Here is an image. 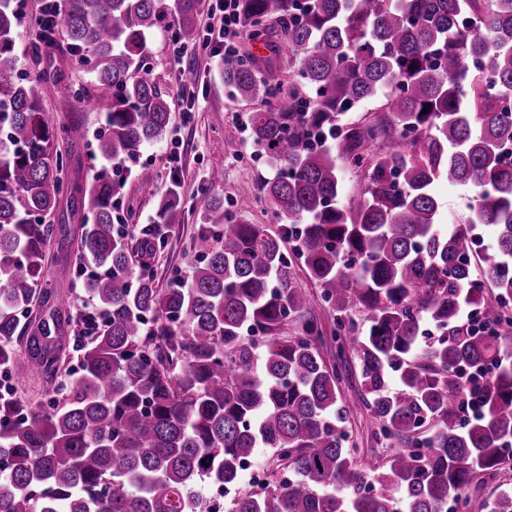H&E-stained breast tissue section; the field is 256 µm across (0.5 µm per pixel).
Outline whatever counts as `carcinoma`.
Wrapping results in <instances>:
<instances>
[{
  "mask_svg": "<svg viewBox=\"0 0 512 512\" xmlns=\"http://www.w3.org/2000/svg\"><path fill=\"white\" fill-rule=\"evenodd\" d=\"M163 0H61L59 23L91 80L79 106L105 103L100 166L71 196L88 212L79 250L103 269L83 288L105 320L76 336L78 368L61 395L34 407L0 398V512H204L199 488L230 484L227 512H512V489L468 493L512 463V362L491 326L512 301V0H238V23L270 56L224 65L235 97L265 100L248 129L270 175L259 191L279 225L204 203L198 260L162 288L149 254L116 234L122 183L110 165L139 158L169 124L150 78L147 35ZM198 0H177L180 33L197 39ZM14 0H0V366L52 382L58 344L79 322L43 280L71 153L53 150L39 85L18 67ZM288 87L265 78L279 43ZM375 113L366 124L347 112ZM427 112H422L423 108ZM364 170L340 202L345 164ZM467 186L465 224L439 222L436 189ZM172 189L142 230L154 244L181 222ZM495 230L476 269L474 227ZM334 316L338 353L356 359L378 434L369 464L348 444L343 374L322 355L310 308L293 285L285 244ZM39 302L32 330L23 312ZM363 312V336L345 332ZM396 373L398 385L390 384ZM269 448L275 486L247 488L242 466Z\"/></svg>",
  "mask_w": 512,
  "mask_h": 512,
  "instance_id": "carcinoma-1",
  "label": "carcinoma"
}]
</instances>
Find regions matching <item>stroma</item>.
Segmentation results:
<instances>
[{
	"label": "stroma",
	"instance_id": "35a3bbf8",
	"mask_svg": "<svg viewBox=\"0 0 512 512\" xmlns=\"http://www.w3.org/2000/svg\"><path fill=\"white\" fill-rule=\"evenodd\" d=\"M167 5L164 22L151 35L149 51L151 77L170 95L172 120L165 135L131 164L120 193L122 220L140 229L153 223L158 203L170 187L179 190L184 220L167 228L165 240L157 246L151 260V272L162 287L174 271L187 270L193 262L202 224L200 214L208 198L224 199L234 214L252 223L275 221L258 191L261 179L269 171L263 161L255 158L244 129L248 113L260 110L262 103L230 96L224 84V48L219 43L204 47L187 42L183 63H175L171 36L178 30L179 16L175 0H168ZM42 6L43 0H27V17L15 30V47L24 75L32 78L46 70L54 74L52 80L41 84L40 99L44 117L57 134L55 148L64 153L70 151V145L62 134L63 128L81 119L89 129H96L99 113L79 108L71 97L73 86L85 82L87 75L74 65L64 38H56L53 46L43 48L39 59L31 58L34 20ZM184 84L194 86V101L179 95L178 89ZM217 168L223 171L224 181L214 187L209 183V174ZM81 273L77 245H70L69 254L64 257L56 241L47 242L43 277L69 299L76 313L82 309ZM342 404L350 442L359 455L366 459L385 456L387 445L374 435L358 380L344 385Z\"/></svg>",
	"mask_w": 512,
	"mask_h": 512
}]
</instances>
